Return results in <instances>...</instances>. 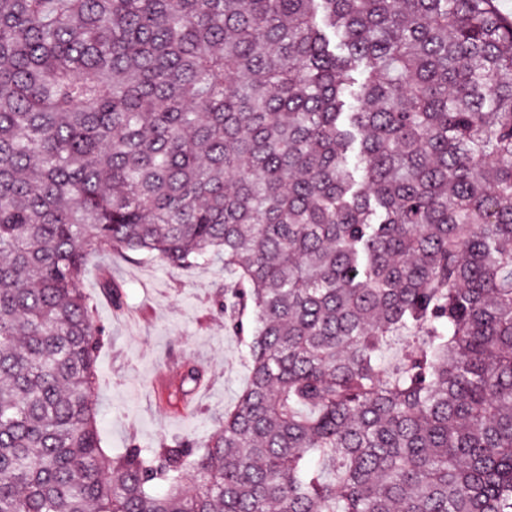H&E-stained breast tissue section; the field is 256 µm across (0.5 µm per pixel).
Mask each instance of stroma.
<instances>
[{
  "mask_svg": "<svg viewBox=\"0 0 512 512\" xmlns=\"http://www.w3.org/2000/svg\"><path fill=\"white\" fill-rule=\"evenodd\" d=\"M105 275L121 288V309L100 294ZM233 283L218 260L178 269L157 257H89L83 286L107 336L98 358L104 447L118 451L135 442L147 448L183 437L202 441L235 405L248 383L249 363L242 339L219 308L232 303ZM190 365L205 382L188 409H177L168 404L167 392Z\"/></svg>",
  "mask_w": 512,
  "mask_h": 512,
  "instance_id": "35a3bbf8",
  "label": "stroma"
}]
</instances>
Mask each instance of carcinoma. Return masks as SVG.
Instances as JSON below:
<instances>
[{
	"instance_id": "cac0c4a2",
	"label": "carcinoma",
	"mask_w": 512,
	"mask_h": 512,
	"mask_svg": "<svg viewBox=\"0 0 512 512\" xmlns=\"http://www.w3.org/2000/svg\"><path fill=\"white\" fill-rule=\"evenodd\" d=\"M114 251L236 277L201 451L102 446ZM0 512H512L494 0H0Z\"/></svg>"
}]
</instances>
